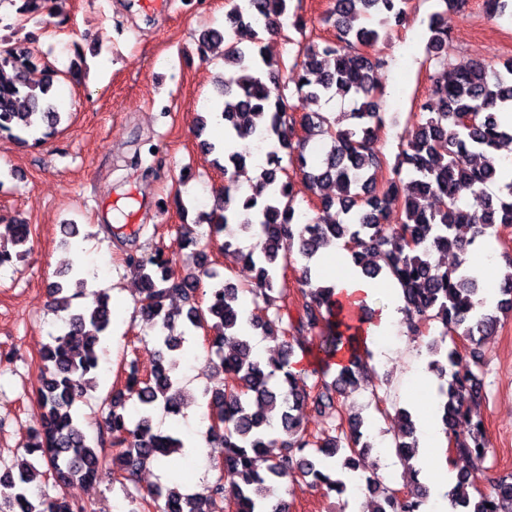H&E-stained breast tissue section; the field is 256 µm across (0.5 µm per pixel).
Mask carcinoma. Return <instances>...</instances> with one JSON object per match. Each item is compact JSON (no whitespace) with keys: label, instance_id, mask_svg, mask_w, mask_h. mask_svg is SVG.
Returning a JSON list of instances; mask_svg holds the SVG:
<instances>
[{"label":"carcinoma","instance_id":"1","mask_svg":"<svg viewBox=\"0 0 512 512\" xmlns=\"http://www.w3.org/2000/svg\"><path fill=\"white\" fill-rule=\"evenodd\" d=\"M20 2L16 13L39 21L46 0ZM224 28L204 33L202 44H224L221 99L211 112L224 124V144H205L224 163V190L206 214L210 235H224V250L246 265L253 276L242 286L210 265L177 272L160 250L128 252L125 267L138 279L139 311L155 328L159 345L152 369L126 363L121 387L108 394L102 430L118 452L109 457L102 446H91L81 428L76 402L95 387L102 355L111 335L110 296L87 291L86 280L74 278V289L63 282L49 288L53 304L70 311L66 331L52 337L40 351L37 401L41 425L31 435L26 454L0 473V512H86L71 499L74 483H94L107 467L113 481L130 480L152 461H162L186 447L173 434L154 431L153 412L161 407L177 416L195 402L178 388L177 354L199 330L216 331L211 340L214 367L226 384L206 390L208 421L205 442L216 452L224 476L204 491L184 493L178 486L157 485L145 493L125 490L129 512L149 506L153 512H267V483L288 477L310 479L326 493L343 495L345 477L360 478L372 497V512H420L425 486L422 469L414 464L419 437L412 412L398 410L402 424L394 441L406 473V489L385 485L378 475L373 445L364 439L360 416L345 412L347 390L367 372L372 350L363 331L370 309L355 312L335 286L312 284L304 266L297 313L288 310L285 276L288 258L296 252L311 261L319 250L342 243L353 264L369 279H393L402 290L410 334L435 330L427 345L428 368L445 381L439 389V411L449 434V455L481 464L488 439L483 423L473 420L472 404L480 397L478 372L484 366L481 343L493 335L501 318L512 315V253L505 261L499 298L483 297L470 263L472 246L486 230L512 224V180H500L494 151L512 143V126L499 113L512 110V61L499 70L483 60L455 66L448 62L451 36L446 15L463 12L467 0H437L429 16L428 59L446 67L447 76L433 81L420 110L425 118L402 144L389 177H383L384 155L377 147L386 125L374 74L383 58L365 52L380 39L379 29L402 25L406 0H333L328 18L333 37L300 46L292 64L267 58L263 37L279 35L288 0H228ZM492 20H512V0H484ZM377 19L379 28L359 25ZM35 67L33 54L18 46L0 50V131L26 141L42 129L54 130L64 119L53 92V79L27 80ZM294 84L297 102L272 94L280 80ZM349 100L348 112H322V100ZM301 126L302 134L295 132ZM323 140L318 163L307 152L313 137ZM317 193L327 183L336 195L319 197L320 209L337 211L329 224L297 221L292 178L280 153ZM481 194V209L469 210L463 199ZM259 232L262 254L233 247L239 233ZM32 230L15 224L0 244V267L30 250ZM450 252L454 262L439 266L433 252ZM209 280L203 288V279ZM249 294L253 308L243 306ZM87 302L75 309L71 300ZM178 297L186 309L166 301ZM313 335L315 343L299 345L310 357L297 368L288 335ZM259 333L277 342L278 353L263 362L253 355L252 337ZM333 379H328L331 371ZM140 407L137 420L122 410L127 401ZM310 408L337 422L339 436L321 438L308 432L302 416ZM52 481L49 493L34 481ZM448 512H512V474L489 481L480 489L472 472L462 470L448 491Z\"/></svg>","mask_w":512,"mask_h":512}]
</instances>
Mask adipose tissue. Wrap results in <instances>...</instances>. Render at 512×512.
<instances>
[{
  "instance_id": "1",
  "label": "adipose tissue",
  "mask_w": 512,
  "mask_h": 512,
  "mask_svg": "<svg viewBox=\"0 0 512 512\" xmlns=\"http://www.w3.org/2000/svg\"><path fill=\"white\" fill-rule=\"evenodd\" d=\"M336 291L347 297L365 299L374 310L372 323L367 327V336L374 344H381L385 336L391 335L403 314L402 300L398 287L379 288L351 271L344 258L336 260ZM444 444L442 425L436 421L425 422L421 439L419 465L428 487V498L421 512H447L446 494L454 484L455 471L450 464L435 465L434 458Z\"/></svg>"
}]
</instances>
